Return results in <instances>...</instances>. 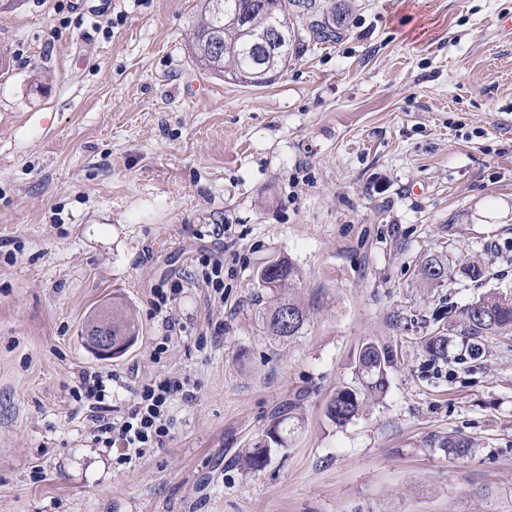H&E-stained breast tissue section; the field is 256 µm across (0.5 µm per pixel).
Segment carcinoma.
<instances>
[{"label": "carcinoma", "mask_w": 512, "mask_h": 512, "mask_svg": "<svg viewBox=\"0 0 512 512\" xmlns=\"http://www.w3.org/2000/svg\"><path fill=\"white\" fill-rule=\"evenodd\" d=\"M291 15L302 20L306 36L290 33L288 45L265 50L254 43V34L273 29L277 20ZM349 5L335 0L321 5L317 0H204L193 33V58L206 71L228 76L238 82L263 84L271 73L288 67V58L303 51L307 40L330 42L336 40L348 26ZM274 270L262 275L261 287L278 295L280 301L266 316L268 330L275 336L286 338L295 335L305 321L304 309L291 297L297 286L298 274L293 264L281 260L273 264ZM418 278L428 286H440L448 279V263L431 255L417 269ZM463 336L471 341L469 355H481L477 339L488 333H512V299L497 294L484 296L462 311ZM112 336L126 337L135 342L139 336L136 316L123 302L112 300ZM426 349L434 359H441L448 352V337L433 336ZM392 360L389 352L373 343L365 344L358 358L360 388L341 389L330 399L328 417L336 423H345L356 416L364 399L378 400L388 391L387 370ZM272 435L268 443L250 448L240 456L243 467L250 470L264 468L272 448L286 447L288 427L280 418L268 428ZM437 447L465 456L469 443L461 438L446 436L436 441Z\"/></svg>", "instance_id": "cac0c4a2"}]
</instances>
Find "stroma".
<instances>
[{
    "mask_svg": "<svg viewBox=\"0 0 512 512\" xmlns=\"http://www.w3.org/2000/svg\"><path fill=\"white\" fill-rule=\"evenodd\" d=\"M349 2L340 38L261 86L192 63L201 0H111L107 33L56 0L0 12V512H512V337L477 359L457 341L460 309L512 296V0ZM216 224L236 239L220 305L192 280ZM429 255L442 287L416 275ZM276 259L306 314L284 339L258 279ZM175 280L155 364L152 291ZM115 297L140 335L102 359L81 332ZM369 342L389 392L335 423ZM94 369L116 416L144 380L189 379L165 448L123 464L88 440L72 390ZM282 410L287 447L243 468ZM449 434L465 457L436 449ZM417 276L425 285L442 286V282L448 279V263L441 257L427 256L418 266Z\"/></svg>",
    "mask_w": 512,
    "mask_h": 512,
    "instance_id": "35a3bbf8",
    "label": "stroma"
}]
</instances>
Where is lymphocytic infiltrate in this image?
Segmentation results:
<instances>
[{"label": "lymphocytic infiltrate", "instance_id": "f902f5d3", "mask_svg": "<svg viewBox=\"0 0 512 512\" xmlns=\"http://www.w3.org/2000/svg\"><path fill=\"white\" fill-rule=\"evenodd\" d=\"M112 378L109 372L85 370L73 390L75 402L86 409L85 421L92 442L115 449L126 463L166 447L173 427L171 400L178 394L191 398L188 379L164 374L138 385L127 414L116 418L106 401V383Z\"/></svg>", "mask_w": 512, "mask_h": 512}]
</instances>
